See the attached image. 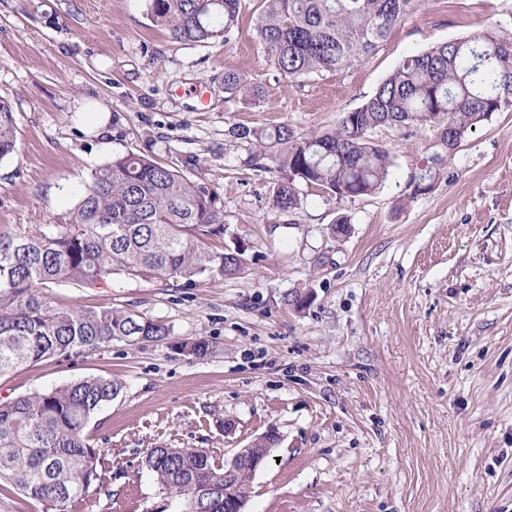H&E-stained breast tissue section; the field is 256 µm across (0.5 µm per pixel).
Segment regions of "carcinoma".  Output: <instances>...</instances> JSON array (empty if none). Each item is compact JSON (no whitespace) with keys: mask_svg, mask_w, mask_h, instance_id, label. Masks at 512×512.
<instances>
[{"mask_svg":"<svg viewBox=\"0 0 512 512\" xmlns=\"http://www.w3.org/2000/svg\"><path fill=\"white\" fill-rule=\"evenodd\" d=\"M414 0H263L255 27L273 66L293 79L336 71L372 55ZM242 0H148L152 20L184 44L228 42L239 33ZM224 90L259 98L262 88L236 71ZM512 111V41L492 32L440 43L406 57L361 107L338 127L298 134L232 128L279 173L272 208L302 204L298 185L338 198L369 195L387 180L389 152L369 133L410 124L466 136L496 112ZM17 151V124L0 98V161ZM451 153L438 145L413 178L414 193L433 189ZM245 248L224 249V207L216 187L145 155L128 153L92 170L65 224H16L0 230V377L49 360L94 350L114 340L162 341L168 327L114 308L54 307L38 292L52 283L93 284L117 271H152L192 284L232 277ZM121 392L90 376L0 401V483L42 503L45 512H99L112 499L111 453L91 443L87 426ZM161 489L193 512H224V460L202 448H152L143 460ZM252 473L229 478L233 495L249 497Z\"/></svg>","mask_w":512,"mask_h":512,"instance_id":"cac0c4a2","label":"carcinoma"}]
</instances>
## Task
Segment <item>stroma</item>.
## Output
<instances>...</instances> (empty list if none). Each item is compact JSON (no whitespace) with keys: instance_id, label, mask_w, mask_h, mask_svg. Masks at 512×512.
Returning a JSON list of instances; mask_svg holds the SVG:
<instances>
[{"instance_id":"stroma-1","label":"stroma","mask_w":512,"mask_h":512,"mask_svg":"<svg viewBox=\"0 0 512 512\" xmlns=\"http://www.w3.org/2000/svg\"><path fill=\"white\" fill-rule=\"evenodd\" d=\"M261 5L244 0L236 39L184 45L147 0H0V97L18 128L0 161V228L67 222L92 170L135 153L213 183L225 245L246 248L230 279L44 288L51 305L121 308L171 334L18 370L0 400L119 380L88 426L112 451V512L163 503L149 449L228 459L270 429L279 443L245 512H512V112L469 133L421 195L411 178L432 133L378 129L392 160L379 190L340 200L303 184L285 214L271 205L276 172L230 132L334 129L406 56L512 37V0H416L370 57L301 79L256 39ZM228 70L263 86L260 102L225 93ZM197 339L206 355L185 350Z\"/></svg>"}]
</instances>
